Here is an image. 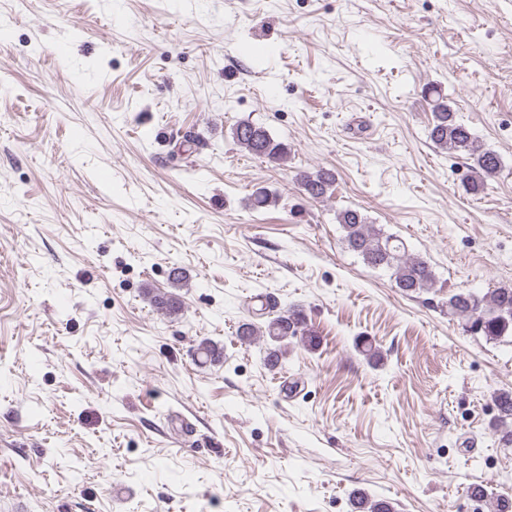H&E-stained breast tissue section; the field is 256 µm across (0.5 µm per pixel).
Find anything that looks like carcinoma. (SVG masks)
Instances as JSON below:
<instances>
[{
  "label": "carcinoma",
  "mask_w": 512,
  "mask_h": 512,
  "mask_svg": "<svg viewBox=\"0 0 512 512\" xmlns=\"http://www.w3.org/2000/svg\"><path fill=\"white\" fill-rule=\"evenodd\" d=\"M432 120L428 134L432 143L442 150H452L469 160L470 174L465 180L466 190L472 194L482 191L487 181L497 177L502 169L501 157L490 149H485L471 130L456 121L455 112L448 104V98L439 90H427ZM233 141L251 155L270 162H281L288 157V145L274 140L264 127L250 121H240L230 129ZM298 181L307 195L314 201H321L333 192L335 175L323 168L303 171ZM276 203V196L263 188L250 196V206L255 210L270 207ZM336 221L343 232L342 240L346 248L361 257L373 268L391 271L396 288L405 294L418 293L431 287L435 275L428 259L407 252L404 241L385 233L356 209L346 208L336 214ZM156 308L168 315H177L182 310V301L173 293L152 295ZM448 312L470 324V330L488 339L512 337V287H500L486 293L460 290L448 295ZM267 321L264 327L252 322L242 323L237 331L238 339L244 344H252L263 338L266 351L263 365L269 369L279 368L287 353V342L292 338L312 350L320 343L317 334L306 328L302 310L279 308L273 303L265 312ZM356 350L368 361L381 359L378 346L366 336L355 340ZM201 363L218 362L224 357L223 350L203 339L198 345ZM358 512H394L391 505L383 500H370L363 497L358 502Z\"/></svg>",
  "instance_id": "cac0c4a2"
}]
</instances>
